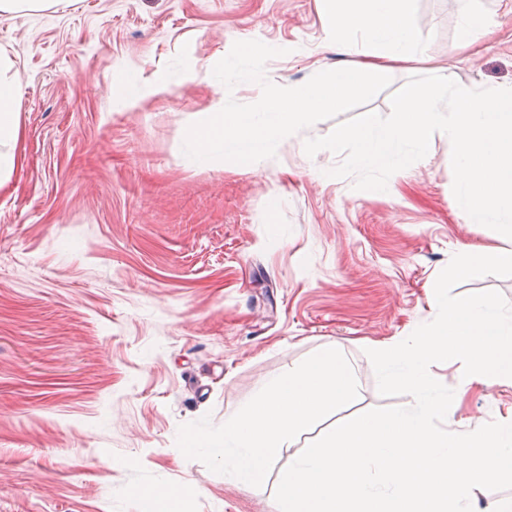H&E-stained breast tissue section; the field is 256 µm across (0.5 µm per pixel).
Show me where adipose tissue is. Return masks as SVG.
I'll use <instances>...</instances> for the list:
<instances>
[{
	"instance_id": "adipose-tissue-1",
	"label": "adipose tissue",
	"mask_w": 512,
	"mask_h": 512,
	"mask_svg": "<svg viewBox=\"0 0 512 512\" xmlns=\"http://www.w3.org/2000/svg\"><path fill=\"white\" fill-rule=\"evenodd\" d=\"M410 0H321L324 29L339 42L362 38L359 61L349 63L308 88H276L259 112L201 113L190 127L198 163L232 152L247 168L256 167L274 144L290 136L308 115L339 108L361 93L372 78L403 63H420L424 51L416 37ZM15 63L0 52V192L11 185L20 164L21 87Z\"/></svg>"
}]
</instances>
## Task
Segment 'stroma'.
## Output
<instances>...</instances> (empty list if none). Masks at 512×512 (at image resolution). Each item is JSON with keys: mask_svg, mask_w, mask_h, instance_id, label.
<instances>
[{"mask_svg": "<svg viewBox=\"0 0 512 512\" xmlns=\"http://www.w3.org/2000/svg\"><path fill=\"white\" fill-rule=\"evenodd\" d=\"M426 63L310 115L254 169L194 160L200 113L258 112L359 50L327 36L319 0H63L0 14L22 86L20 167L0 194V512H279L275 486L329 420L279 449L267 481L184 457L181 424L229 420L275 376L340 345L359 394L342 416L413 405L381 396L366 351L432 321L460 245L500 233L452 193L451 144L394 173L385 194L304 151L341 122L388 115L414 75L512 84V0H471L490 38L460 49V0H411ZM455 391L444 427L512 415V383L432 364Z\"/></svg>", "mask_w": 512, "mask_h": 512, "instance_id": "35a3bbf8", "label": "stroma"}]
</instances>
